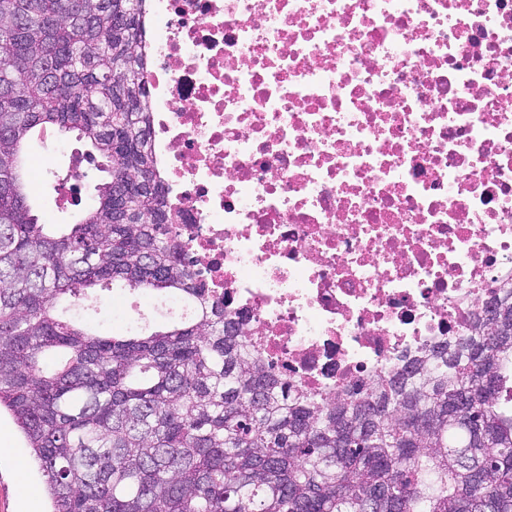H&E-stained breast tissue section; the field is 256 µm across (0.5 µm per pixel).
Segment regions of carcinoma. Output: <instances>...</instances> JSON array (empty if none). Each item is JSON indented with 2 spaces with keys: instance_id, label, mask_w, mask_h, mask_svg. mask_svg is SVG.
I'll return each mask as SVG.
<instances>
[{
  "instance_id": "cac0c4a2",
  "label": "carcinoma",
  "mask_w": 512,
  "mask_h": 512,
  "mask_svg": "<svg viewBox=\"0 0 512 512\" xmlns=\"http://www.w3.org/2000/svg\"><path fill=\"white\" fill-rule=\"evenodd\" d=\"M143 2L0 0V409L51 512H512V288L376 386L288 389L168 227ZM49 129L111 177L59 228L22 155ZM118 282L193 314L103 335L58 311Z\"/></svg>"
}]
</instances>
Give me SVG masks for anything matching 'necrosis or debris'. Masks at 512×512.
<instances>
[{"label": "necrosis or debris", "mask_w": 512, "mask_h": 512, "mask_svg": "<svg viewBox=\"0 0 512 512\" xmlns=\"http://www.w3.org/2000/svg\"><path fill=\"white\" fill-rule=\"evenodd\" d=\"M149 145L243 341L331 396L512 286V0H146Z\"/></svg>", "instance_id": "necrosis-or-debris-1"}]
</instances>
